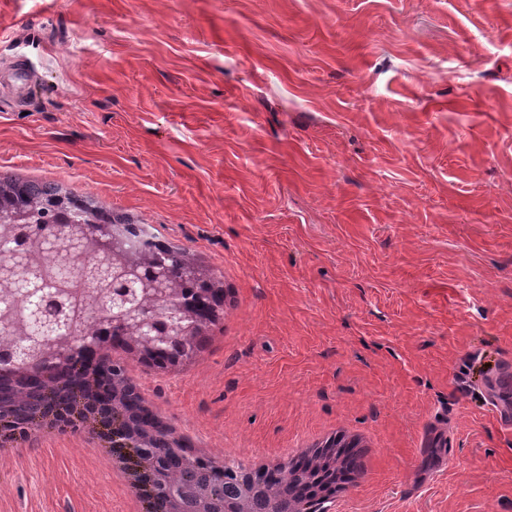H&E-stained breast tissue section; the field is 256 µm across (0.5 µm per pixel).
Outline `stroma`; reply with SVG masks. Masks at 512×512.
<instances>
[{"mask_svg": "<svg viewBox=\"0 0 512 512\" xmlns=\"http://www.w3.org/2000/svg\"><path fill=\"white\" fill-rule=\"evenodd\" d=\"M0 167L99 191L238 298L142 373L217 450L382 447L342 512H512V0H0ZM97 444L0 447V512H124Z\"/></svg>", "mask_w": 512, "mask_h": 512, "instance_id": "obj_1", "label": "stroma"}]
</instances>
